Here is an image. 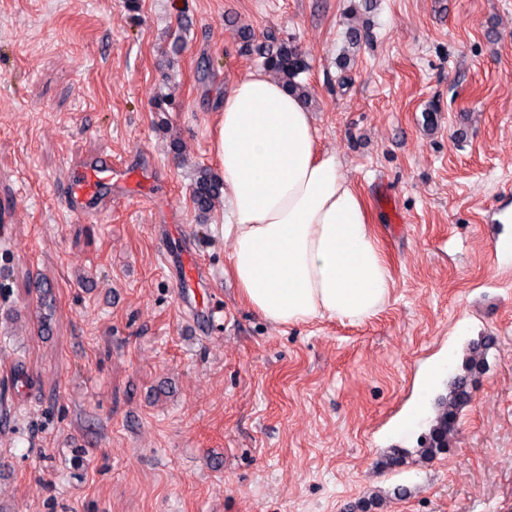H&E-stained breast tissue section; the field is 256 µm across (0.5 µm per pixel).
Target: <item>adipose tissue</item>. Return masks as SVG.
Segmentation results:
<instances>
[{
	"instance_id": "obj_1",
	"label": "adipose tissue",
	"mask_w": 512,
	"mask_h": 512,
	"mask_svg": "<svg viewBox=\"0 0 512 512\" xmlns=\"http://www.w3.org/2000/svg\"><path fill=\"white\" fill-rule=\"evenodd\" d=\"M221 116L224 239L248 305L279 327L375 316L391 269L339 155L317 151L302 98L257 70L230 83Z\"/></svg>"
}]
</instances>
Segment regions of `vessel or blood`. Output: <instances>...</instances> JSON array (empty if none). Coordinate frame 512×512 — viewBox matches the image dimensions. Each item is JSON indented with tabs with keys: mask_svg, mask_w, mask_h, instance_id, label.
Segmentation results:
<instances>
[{
	"mask_svg": "<svg viewBox=\"0 0 512 512\" xmlns=\"http://www.w3.org/2000/svg\"><path fill=\"white\" fill-rule=\"evenodd\" d=\"M116 184L133 193L139 190L141 180L128 164L114 162L111 155L103 154L87 162L73 163L71 175L62 187L61 197L70 213L90 220L111 203L112 187ZM179 270V288L189 290L199 287L205 267L193 253L181 255Z\"/></svg>",
	"mask_w": 512,
	"mask_h": 512,
	"instance_id": "vessel-or-blood-1",
	"label": "vessel or blood"
}]
</instances>
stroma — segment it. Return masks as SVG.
Masks as SVG:
<instances>
[{"label": "stroma", "instance_id": "obj_1", "mask_svg": "<svg viewBox=\"0 0 512 512\" xmlns=\"http://www.w3.org/2000/svg\"><path fill=\"white\" fill-rule=\"evenodd\" d=\"M0 0V512H512V0ZM351 26L372 38L346 48ZM293 37L393 276L359 325L273 327L193 202L236 31ZM347 55L348 70L338 59ZM109 153L163 197L87 223L61 188ZM194 250L223 313L176 286ZM487 371L455 444L401 433L439 356ZM407 452L404 465L382 467Z\"/></svg>", "mask_w": 512, "mask_h": 512}]
</instances>
